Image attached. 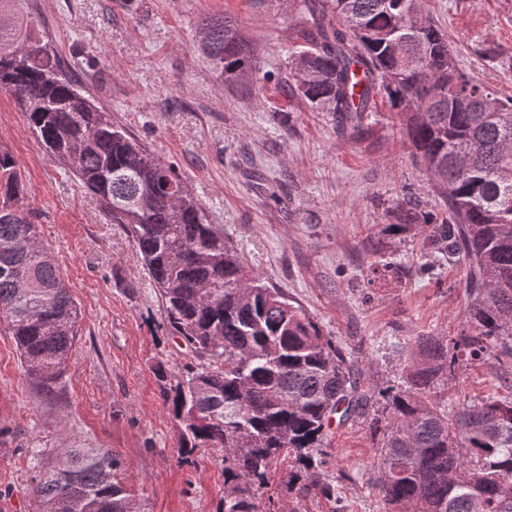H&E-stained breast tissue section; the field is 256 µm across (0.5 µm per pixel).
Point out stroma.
Returning <instances> with one entry per match:
<instances>
[{
    "instance_id": "stroma-1",
    "label": "stroma",
    "mask_w": 512,
    "mask_h": 512,
    "mask_svg": "<svg viewBox=\"0 0 512 512\" xmlns=\"http://www.w3.org/2000/svg\"><path fill=\"white\" fill-rule=\"evenodd\" d=\"M60 63L115 122L174 163L210 223L267 285L285 291L342 344L375 389L403 387L420 336H453L467 302L461 268L426 258L420 237L391 236L397 198L435 214L444 203L378 101L361 132L298 95L290 62L304 45L299 0H26ZM461 69L512 98V0H423ZM238 19L256 73L224 81L198 47L207 18ZM272 79L259 83L258 75ZM26 186L21 201L80 309L78 339L52 391L26 376L0 325V512H35L38 460L60 448H109L146 512H220L217 452L177 461L179 431L158 367L188 357L169 336L132 243L97 200L48 156L13 97L0 91V151ZM396 263L385 270L384 262ZM512 397L496 362L448 380V407ZM365 421L333 426L329 476L343 512H382L376 448Z\"/></svg>"
}]
</instances>
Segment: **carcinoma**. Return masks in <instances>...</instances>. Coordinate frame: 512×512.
Here are the masks:
<instances>
[{"instance_id": "1", "label": "carcinoma", "mask_w": 512, "mask_h": 512, "mask_svg": "<svg viewBox=\"0 0 512 512\" xmlns=\"http://www.w3.org/2000/svg\"><path fill=\"white\" fill-rule=\"evenodd\" d=\"M20 2L0 0V89L132 239L167 329L193 359L177 374L157 369L180 430L178 459L222 452V512H260L257 494L283 456L292 458L289 512L312 495L336 498L325 472L332 422L366 417L374 398L351 353L249 269L173 164L79 91L39 29L20 22ZM302 3L310 30L291 61L297 89L354 133L377 98L387 100L447 207L437 219L399 200L397 223L383 231L424 229L433 252L465 263L460 333L419 337L406 388L386 392L370 420L382 433L375 483L384 512H512V398L451 409L433 399L471 360L512 362V98L459 69L448 80L455 52L421 0ZM200 31L202 53L225 80L255 70L254 46L234 19L211 17ZM24 191L14 158L0 152V325L27 377L48 392L66 371L80 312L60 266L43 259ZM57 455L63 462L33 487L36 512H145L118 479L112 449Z\"/></svg>"}]
</instances>
